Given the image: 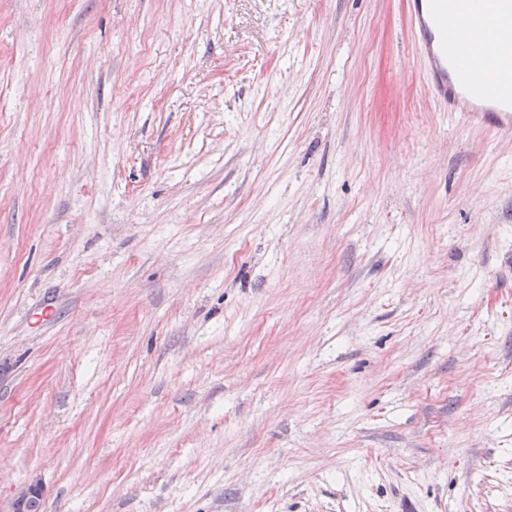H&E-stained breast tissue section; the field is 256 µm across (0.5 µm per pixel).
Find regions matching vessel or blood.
I'll return each mask as SVG.
<instances>
[{"instance_id": "vessel-or-blood-1", "label": "vessel or blood", "mask_w": 512, "mask_h": 512, "mask_svg": "<svg viewBox=\"0 0 512 512\" xmlns=\"http://www.w3.org/2000/svg\"><path fill=\"white\" fill-rule=\"evenodd\" d=\"M470 13V0H408L417 61L443 111L463 123L511 132L512 23L496 33L501 55L493 71L477 66L463 76L456 70L454 51L480 34Z\"/></svg>"}]
</instances>
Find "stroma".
<instances>
[{
  "mask_svg": "<svg viewBox=\"0 0 512 512\" xmlns=\"http://www.w3.org/2000/svg\"><path fill=\"white\" fill-rule=\"evenodd\" d=\"M512 512V135L406 0H0V503Z\"/></svg>",
  "mask_w": 512,
  "mask_h": 512,
  "instance_id": "stroma-1",
  "label": "stroma"
}]
</instances>
